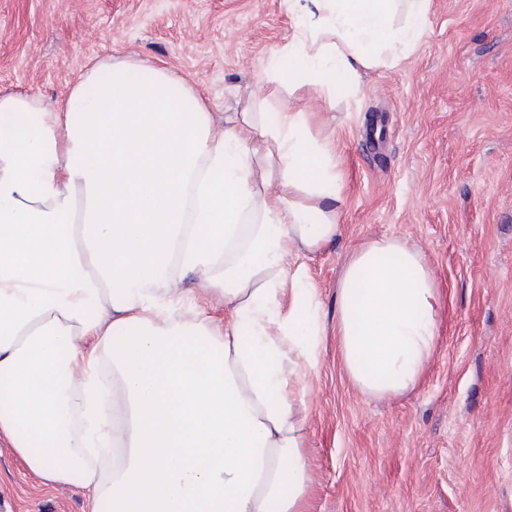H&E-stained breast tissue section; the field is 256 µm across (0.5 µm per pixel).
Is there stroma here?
I'll list each match as a JSON object with an SVG mask.
<instances>
[{"label":"stroma","instance_id":"stroma-1","mask_svg":"<svg viewBox=\"0 0 512 512\" xmlns=\"http://www.w3.org/2000/svg\"><path fill=\"white\" fill-rule=\"evenodd\" d=\"M288 0H0V95L63 102L96 61L136 58L217 116L260 92L335 117L344 231L305 260L325 314L306 386L308 512H512V0H430L427 31L356 95L290 74ZM421 249L439 298L434 356L399 397L366 398L336 336V284L366 240ZM0 436V512H89Z\"/></svg>","mask_w":512,"mask_h":512}]
</instances>
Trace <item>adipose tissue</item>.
I'll return each mask as SVG.
<instances>
[{
  "instance_id": "obj_1",
  "label": "adipose tissue",
  "mask_w": 512,
  "mask_h": 512,
  "mask_svg": "<svg viewBox=\"0 0 512 512\" xmlns=\"http://www.w3.org/2000/svg\"><path fill=\"white\" fill-rule=\"evenodd\" d=\"M428 2L288 0L291 66L356 94L422 39ZM256 104L217 123L141 60L94 65L61 108L0 95V435L90 512H305L299 375L324 334L305 258L340 238L343 183L327 113ZM437 304L420 249L351 252L336 334L364 395L416 384Z\"/></svg>"
}]
</instances>
